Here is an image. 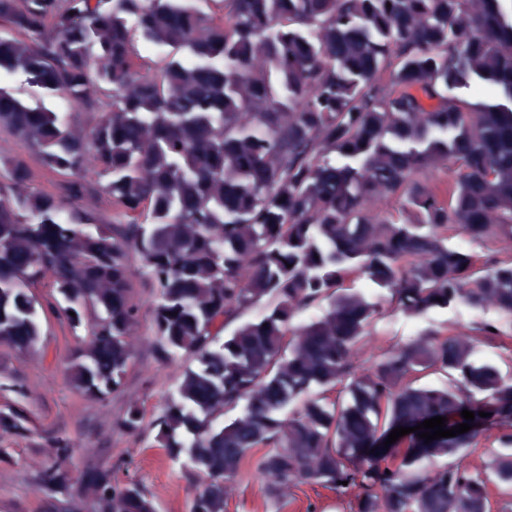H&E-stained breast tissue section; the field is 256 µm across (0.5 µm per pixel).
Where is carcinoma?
I'll use <instances>...</instances> for the list:
<instances>
[{
  "mask_svg": "<svg viewBox=\"0 0 512 512\" xmlns=\"http://www.w3.org/2000/svg\"><path fill=\"white\" fill-rule=\"evenodd\" d=\"M0 25L26 34L0 33L1 78L97 115L85 130L0 85V130L63 177L52 195L24 161L0 169V344L37 348L48 279L87 327L73 385L106 396L132 358L135 255L156 357L183 362L150 427L197 487L190 512H224L247 465L276 499L317 483L355 512H491L489 484L512 495L511 430L485 471L462 463L512 423V373L467 328L360 360L385 309L512 317V0H0ZM439 169L444 197L420 180ZM90 174L110 224L84 207ZM450 232L494 255L478 264ZM464 409L466 433L384 445ZM144 425L137 405L115 422ZM70 453L54 449L40 489L157 512L110 470L73 487Z\"/></svg>",
  "mask_w": 512,
  "mask_h": 512,
  "instance_id": "1",
  "label": "carcinoma"
}]
</instances>
